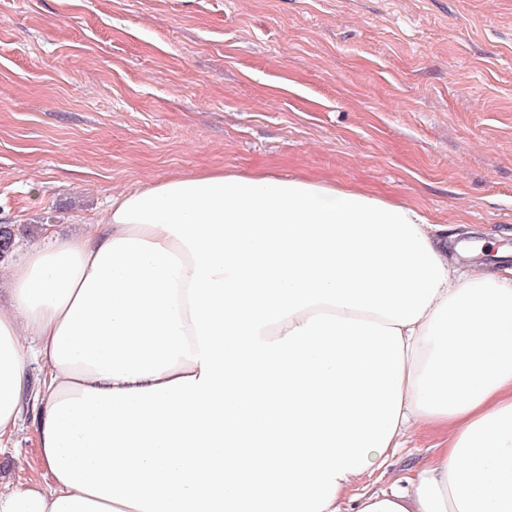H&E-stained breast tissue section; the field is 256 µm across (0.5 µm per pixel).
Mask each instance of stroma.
Instances as JSON below:
<instances>
[{"label":"stroma","instance_id":"1","mask_svg":"<svg viewBox=\"0 0 512 512\" xmlns=\"http://www.w3.org/2000/svg\"><path fill=\"white\" fill-rule=\"evenodd\" d=\"M221 170L320 180L512 249V0H0V224L16 249ZM34 414L0 489L38 465ZM408 437L347 490L391 486Z\"/></svg>","mask_w":512,"mask_h":512}]
</instances>
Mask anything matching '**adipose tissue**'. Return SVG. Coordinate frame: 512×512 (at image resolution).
I'll list each match as a JSON object with an SVG mask.
<instances>
[{
  "mask_svg": "<svg viewBox=\"0 0 512 512\" xmlns=\"http://www.w3.org/2000/svg\"><path fill=\"white\" fill-rule=\"evenodd\" d=\"M419 210L201 172L113 196L0 265V512H338L411 432L444 439L356 512H512V279ZM42 362L30 388L32 359ZM35 413L29 412L19 423L14 437L0 445V489L13 487L19 478L38 468V452L33 443Z\"/></svg>",
  "mask_w": 512,
  "mask_h": 512,
  "instance_id": "adipose-tissue-1",
  "label": "adipose tissue"
}]
</instances>
